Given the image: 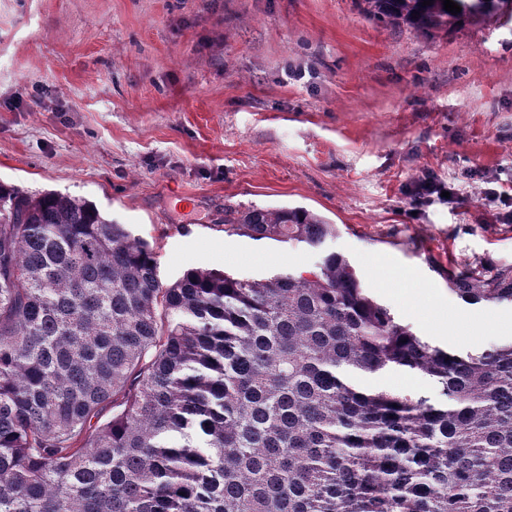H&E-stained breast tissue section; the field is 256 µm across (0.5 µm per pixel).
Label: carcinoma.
Masks as SVG:
<instances>
[{"instance_id":"carcinoma-1","label":"carcinoma","mask_w":512,"mask_h":512,"mask_svg":"<svg viewBox=\"0 0 512 512\" xmlns=\"http://www.w3.org/2000/svg\"><path fill=\"white\" fill-rule=\"evenodd\" d=\"M432 39L512 27V0H359ZM319 252L267 280L195 267L92 204L0 183V512H512V340L446 350L379 303L303 208L224 209ZM512 303V267L448 278ZM401 369L438 396L377 391Z\"/></svg>"}]
</instances>
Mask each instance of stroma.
Returning <instances> with one entry per match:
<instances>
[{"mask_svg": "<svg viewBox=\"0 0 512 512\" xmlns=\"http://www.w3.org/2000/svg\"><path fill=\"white\" fill-rule=\"evenodd\" d=\"M474 168L512 178V31L426 39L358 0H0V183L92 203L153 246L163 284L313 266L304 245L224 229L228 207H301L417 335L458 348L447 309L495 348L512 305L448 287L512 267ZM428 174L454 205L413 209Z\"/></svg>", "mask_w": 512, "mask_h": 512, "instance_id": "stroma-1", "label": "stroma"}]
</instances>
